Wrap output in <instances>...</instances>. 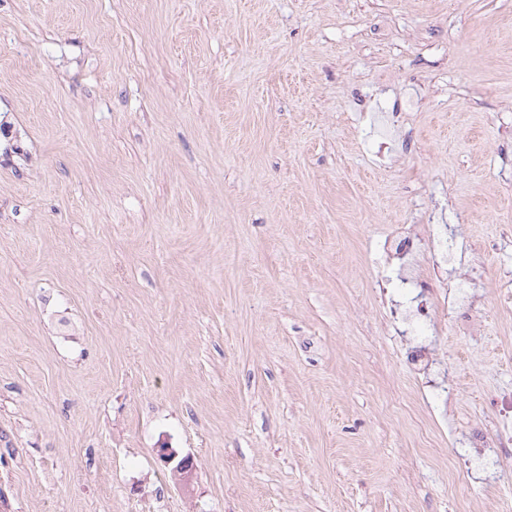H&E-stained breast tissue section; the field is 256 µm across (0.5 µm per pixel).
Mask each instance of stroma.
Masks as SVG:
<instances>
[{
    "label": "stroma",
    "instance_id": "35a3bbf8",
    "mask_svg": "<svg viewBox=\"0 0 512 512\" xmlns=\"http://www.w3.org/2000/svg\"><path fill=\"white\" fill-rule=\"evenodd\" d=\"M0 125V512H505L512 0H0Z\"/></svg>",
    "mask_w": 512,
    "mask_h": 512
}]
</instances>
